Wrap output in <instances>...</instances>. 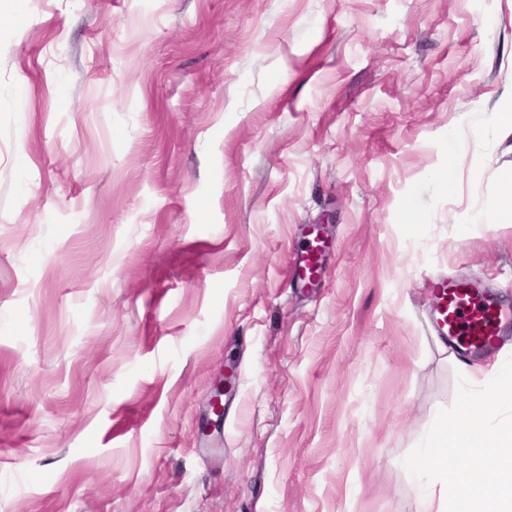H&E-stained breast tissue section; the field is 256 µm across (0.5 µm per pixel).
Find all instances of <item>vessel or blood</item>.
<instances>
[{
    "label": "vessel or blood",
    "mask_w": 512,
    "mask_h": 512,
    "mask_svg": "<svg viewBox=\"0 0 512 512\" xmlns=\"http://www.w3.org/2000/svg\"><path fill=\"white\" fill-rule=\"evenodd\" d=\"M324 240H308L297 256L293 272L304 287H314L321 275ZM435 325L438 331L458 340L465 348L486 351L497 343L499 312L495 302L466 282L438 279L434 285Z\"/></svg>",
    "instance_id": "b4317fda"
}]
</instances>
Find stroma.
I'll return each mask as SVG.
<instances>
[{
	"instance_id": "stroma-1",
	"label": "stroma",
	"mask_w": 512,
	"mask_h": 512,
	"mask_svg": "<svg viewBox=\"0 0 512 512\" xmlns=\"http://www.w3.org/2000/svg\"><path fill=\"white\" fill-rule=\"evenodd\" d=\"M511 88L512 0H13L0 512H417L403 459L512 357V223L470 221ZM434 277L495 348L436 333ZM325 247V241L318 237L308 240L306 248L297 256L293 264V273L305 288H314L320 278V257ZM434 288L435 325L442 335L475 351H486L497 344L499 311L492 299L467 282L439 278Z\"/></svg>"
}]
</instances>
